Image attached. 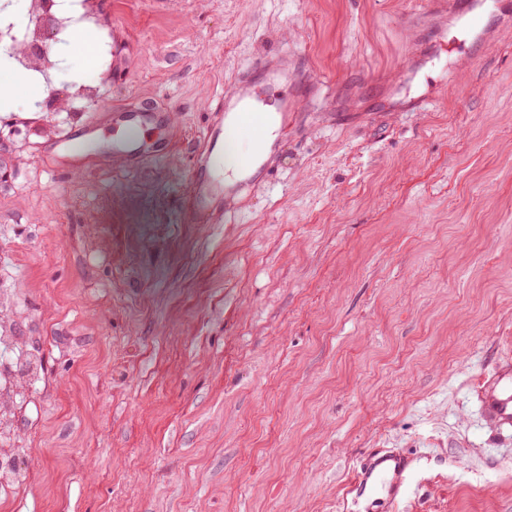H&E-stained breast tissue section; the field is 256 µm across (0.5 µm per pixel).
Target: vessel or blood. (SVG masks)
<instances>
[{
  "label": "vessel or blood",
  "mask_w": 512,
  "mask_h": 512,
  "mask_svg": "<svg viewBox=\"0 0 512 512\" xmlns=\"http://www.w3.org/2000/svg\"><path fill=\"white\" fill-rule=\"evenodd\" d=\"M294 99L284 98L277 113L269 112L254 102V83L250 76H240L224 93V100L213 112V119L204 130V148L194 160V179L190 190V206L199 223L209 221L214 188L203 177L224 153L227 133L252 129L257 133L249 152L239 159V178L224 189V201L231 204L242 200L247 190L254 186L259 175L269 172V160L279 146L280 135L288 131V115L296 111ZM154 112L144 109L119 120L122 135L116 143L128 162H137L147 154L162 155L166 148L161 144L144 146L131 134L134 127L153 121ZM480 412L487 423L503 429L512 426V368H500L491 377L486 391L480 398ZM411 460L405 453L388 449L365 455L352 480V502L378 498L393 501L403 497Z\"/></svg>",
  "instance_id": "1"
}]
</instances>
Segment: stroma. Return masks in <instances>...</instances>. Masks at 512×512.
<instances>
[{
  "label": "stroma",
  "instance_id": "obj_1",
  "mask_svg": "<svg viewBox=\"0 0 512 512\" xmlns=\"http://www.w3.org/2000/svg\"><path fill=\"white\" fill-rule=\"evenodd\" d=\"M132 48L80 112L0 104V327L41 350L0 512H344L362 457H413L375 512H512V12L430 0H107ZM90 76L76 38L51 45ZM260 57L299 110L269 182L191 217L209 112ZM454 84L440 82L443 72ZM427 99L419 112L407 102ZM168 142L128 167L112 113ZM72 146L76 168L37 156ZM480 412L487 423L498 429L512 426V370L500 368L491 377L480 398Z\"/></svg>",
  "mask_w": 512,
  "mask_h": 512
}]
</instances>
